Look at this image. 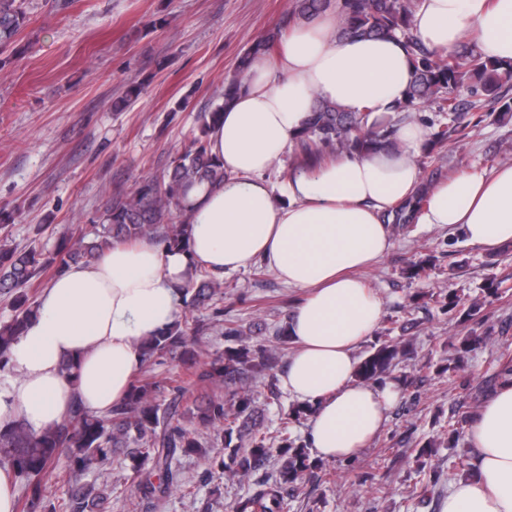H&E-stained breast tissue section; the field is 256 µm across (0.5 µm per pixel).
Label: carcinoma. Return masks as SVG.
I'll use <instances>...</instances> for the list:
<instances>
[{
	"mask_svg": "<svg viewBox=\"0 0 512 512\" xmlns=\"http://www.w3.org/2000/svg\"><path fill=\"white\" fill-rule=\"evenodd\" d=\"M415 7V0H289L279 23L244 50L237 60L236 75L224 79V103L200 113L197 132L160 173L144 177L130 193L112 194L103 210L92 219L91 235L82 234L48 252L35 247L20 250L8 244L10 216L0 212V290L13 294L14 309L11 319L0 324V373L12 371V347L36 312L27 287L40 272L51 268L58 273L72 264L94 262L114 239L135 243L143 238H155L173 248L186 245L189 225L178 221L181 196L196 183L224 180V166L208 150V129L223 116L224 104L236 93L241 76L248 73L255 61L271 58L295 24L331 12L336 15L339 37L402 38L412 66L405 100L394 108L395 115L381 121L370 120L368 112H347L334 103L316 104L295 137V168L317 164L334 154L365 155L386 144L394 145L400 122L406 118L418 119L419 107L425 103L454 118L488 109L511 113L512 96L502 87L512 79V66L505 68L486 56L473 39L461 41L446 55L428 48L412 28ZM26 19V0H0V54L16 42ZM142 89V82H130L124 96L113 103V110H123L139 97ZM430 128L425 145L429 154L465 136L464 127L454 121L432 122ZM431 185L430 181L424 182L417 195L395 207L391 219L395 230L401 231L413 223L414 214L428 202ZM183 294L195 307H211L212 318L177 321L162 329L142 343L145 360L175 353L196 368L199 382L224 381V387L231 390L229 402L210 399L194 405L192 415L207 426L240 423V428L248 432V447L233 451L228 463L216 462L209 469L207 479L216 486L222 479H248L275 460L279 463L277 473L270 472L256 480L253 492L237 499L230 512H281L285 498L299 490L303 476L324 468L311 455L310 448L288 437L292 425L308 415L309 408L300 405L293 408L281 419L274 436L256 429L253 421V381L268 380L269 398H277L272 357L288 350L290 340L286 329L276 331L272 345L246 343L244 331L233 321H224V282L201 266L195 267ZM497 295L495 290L488 297L467 302L458 296L445 298L438 294L435 302L448 312L449 320L461 324L492 304ZM220 325L224 326V340L231 346L224 350V358L203 367L197 361V351L188 343L187 334L191 331L196 336H205ZM468 352L469 339L463 336L456 346V357L448 360V377L457 374ZM410 353V343L380 336L357 364L356 377L365 383L381 385L392 367ZM164 390L159 381L134 384L128 396L108 416L98 417L79 405L66 422L40 434L30 432L21 424L0 429V464L13 468L15 478L26 491L22 512H81L79 501H89L88 490L81 493V498L71 497L67 501L45 494L55 460L64 451L80 468L87 469L108 460L113 449L126 448L131 469L140 477L143 497L159 502L176 492L173 460L180 454L206 456L208 450L180 419H160L158 400ZM417 473L420 476L417 484L425 492L434 490L440 482L436 470L427 472L421 467Z\"/></svg>",
	"mask_w": 512,
	"mask_h": 512,
	"instance_id": "1",
	"label": "carcinoma"
}]
</instances>
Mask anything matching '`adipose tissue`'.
<instances>
[{
	"label": "adipose tissue",
	"instance_id": "adipose-tissue-1",
	"mask_svg": "<svg viewBox=\"0 0 512 512\" xmlns=\"http://www.w3.org/2000/svg\"><path fill=\"white\" fill-rule=\"evenodd\" d=\"M417 3L414 28L431 48L448 52L475 36L487 55L512 62V0ZM409 82L400 39L337 37L331 13L293 26L275 62L254 64L209 130L224 180L183 195L188 250L149 239L116 242L97 261L54 277L12 349L16 377L0 389V426L20 422L38 433L67 419L77 403L109 413L143 365L142 342L182 315L180 288L194 263L221 274L259 260L301 294L287 321L294 350L280 386L313 408V453L349 459L366 448L399 391L355 377L358 350L382 316L380 298L356 272L392 247L387 215L421 184L414 156L426 131L408 120L399 126L398 148L298 169L279 198L265 174L317 101L379 117L404 99ZM418 221L459 229L493 250L512 242V164L435 184ZM68 361L70 375L61 370ZM466 439L474 475L453 485L441 512H512L511 385L475 409Z\"/></svg>",
	"mask_w": 512,
	"mask_h": 512
}]
</instances>
